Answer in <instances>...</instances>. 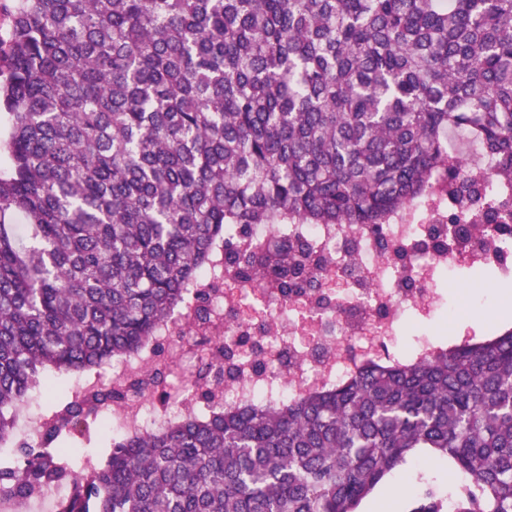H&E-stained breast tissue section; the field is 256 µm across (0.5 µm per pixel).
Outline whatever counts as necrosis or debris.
Instances as JSON below:
<instances>
[{
  "label": "necrosis or debris",
  "mask_w": 512,
  "mask_h": 512,
  "mask_svg": "<svg viewBox=\"0 0 512 512\" xmlns=\"http://www.w3.org/2000/svg\"><path fill=\"white\" fill-rule=\"evenodd\" d=\"M451 198L428 211L423 225L395 219L386 225L385 236L401 258L391 262L377 239L364 229L347 230L338 224H292L289 236L308 240L319 257L331 258V267L346 287L340 302L321 305L301 296L297 305L285 304L280 289L240 291L227 298L223 285H216L208 300L207 322L194 326L190 339H177V325L186 313L177 311L164 328L163 355L156 366L168 367L178 360L179 370L169 375L165 394L142 390L134 407L113 406L110 423L114 434L149 432L170 413L194 412L199 402L190 389L200 359L211 357L219 348L243 347L252 353L247 363L225 361L220 403L240 406L254 402L280 403L292 399L299 388L323 377L344 379L353 358L364 355L361 342L374 333L391 337L401 315L408 310L430 317L442 301L437 280L447 279L457 267L478 261L498 263L504 274L512 273L506 257L512 240L495 245L472 242L458 244L448 236ZM249 304L266 316L270 328L261 332L250 326L229 323L233 307ZM72 486L55 485L24 499L0 500V512H60L71 496Z\"/></svg>",
  "instance_id": "obj_1"
}]
</instances>
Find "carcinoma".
Masks as SVG:
<instances>
[{"label":"carcinoma","mask_w":512,"mask_h":512,"mask_svg":"<svg viewBox=\"0 0 512 512\" xmlns=\"http://www.w3.org/2000/svg\"><path fill=\"white\" fill-rule=\"evenodd\" d=\"M0 31V491L73 485L61 512H357L417 448L455 512H512V326L280 404L216 405L72 459L120 389L71 378L145 354L201 307L216 252L311 278L282 224L360 225L448 191V232L512 223V0H8ZM266 225L267 238L253 228ZM52 395L40 444L11 409ZM65 449L51 452L50 444Z\"/></svg>","instance_id":"1"}]
</instances>
